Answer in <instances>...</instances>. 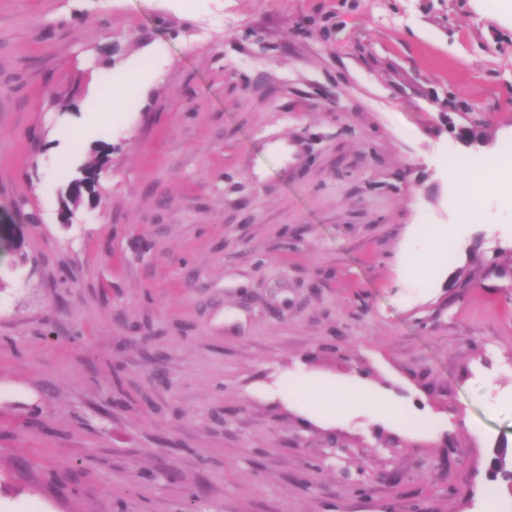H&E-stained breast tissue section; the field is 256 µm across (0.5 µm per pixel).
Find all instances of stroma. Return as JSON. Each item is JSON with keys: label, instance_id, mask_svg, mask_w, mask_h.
Instances as JSON below:
<instances>
[{"label": "stroma", "instance_id": "stroma-1", "mask_svg": "<svg viewBox=\"0 0 512 512\" xmlns=\"http://www.w3.org/2000/svg\"><path fill=\"white\" fill-rule=\"evenodd\" d=\"M509 143L491 0H0V512H512V175L478 224L447 179ZM297 371L433 425L312 421ZM130 81L129 78L121 77L118 80L111 81L109 85L104 88L98 98L99 105L106 111L112 112L123 103L126 84ZM95 152L97 157L83 168L82 177L72 178L67 183L64 206L68 211L80 207L86 196L91 200L98 201L96 187L99 183L100 172L107 163L110 152L107 150V144L104 143L100 144ZM421 233L428 242V248L437 256L448 253V242L452 239L453 233L450 228L432 231L429 225H422Z\"/></svg>", "mask_w": 512, "mask_h": 512}]
</instances>
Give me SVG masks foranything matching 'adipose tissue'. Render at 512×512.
Returning <instances> with one entry per match:
<instances>
[{
  "instance_id": "ef3b65f1",
  "label": "adipose tissue",
  "mask_w": 512,
  "mask_h": 512,
  "mask_svg": "<svg viewBox=\"0 0 512 512\" xmlns=\"http://www.w3.org/2000/svg\"><path fill=\"white\" fill-rule=\"evenodd\" d=\"M512 163V157L501 154L489 158L486 162V173L481 180L463 178L459 175L458 164H450L448 178L455 187L453 197L461 221L470 223L478 219L479 208L475 197L477 193H490L495 187L494 172ZM292 390L297 394L302 406L310 413L327 418L342 416L355 405H374L378 399L369 390L353 389L342 383L322 377L312 379L299 377L292 381Z\"/></svg>"
}]
</instances>
